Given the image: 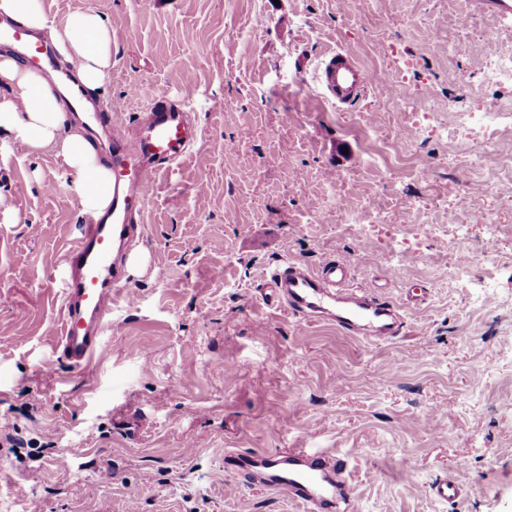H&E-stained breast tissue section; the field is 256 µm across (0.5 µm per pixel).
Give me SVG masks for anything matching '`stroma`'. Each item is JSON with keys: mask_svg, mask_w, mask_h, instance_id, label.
I'll return each instance as SVG.
<instances>
[{"mask_svg": "<svg viewBox=\"0 0 512 512\" xmlns=\"http://www.w3.org/2000/svg\"><path fill=\"white\" fill-rule=\"evenodd\" d=\"M45 6L111 26L101 104L129 119L168 89L195 139L149 191L132 244L145 266L128 273L137 305L115 307L102 350L74 369L55 342L78 204L52 155L0 135V512H128L132 488L139 512H302L224 466L228 451L284 448L343 457L360 512H512V178L499 169L512 126L478 158L448 109L464 94L501 102L456 17L511 49L512 12L481 0ZM332 48L375 76L343 109L313 78ZM477 208L487 223H469ZM287 257L349 258L351 286L398 307L400 336L372 344L267 305L261 286ZM444 477L462 489L451 505L430 492Z\"/></svg>", "mask_w": 512, "mask_h": 512, "instance_id": "35a3bbf8", "label": "stroma"}]
</instances>
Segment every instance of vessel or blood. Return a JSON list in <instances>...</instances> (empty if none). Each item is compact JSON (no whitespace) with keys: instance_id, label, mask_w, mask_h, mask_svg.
Returning <instances> with one entry per match:
<instances>
[{"instance_id":"1","label":"vessel or blood","mask_w":512,"mask_h":512,"mask_svg":"<svg viewBox=\"0 0 512 512\" xmlns=\"http://www.w3.org/2000/svg\"><path fill=\"white\" fill-rule=\"evenodd\" d=\"M0 42L10 43L24 64L45 74L110 156L112 203L105 213L89 219L82 236L62 257L64 309L55 351L58 359L80 368L101 351L116 301H137L124 289L122 247L143 231L151 186L188 155L194 132L183 105L168 92H155L132 125L95 107L77 76L24 29L0 26ZM317 80L329 100L349 106L364 96L373 76L352 54L336 50L323 53ZM351 267L346 258L315 270L283 261L270 273L264 298L307 320L331 312L338 329L373 344L394 340L401 332L396 307L366 289L350 287ZM224 460L248 485L285 493L304 512H337L341 507L358 512V499L343 479L335 454L291 448L279 455L229 452Z\"/></svg>"}]
</instances>
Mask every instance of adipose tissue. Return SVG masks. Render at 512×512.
I'll use <instances>...</instances> for the list:
<instances>
[{
    "mask_svg": "<svg viewBox=\"0 0 512 512\" xmlns=\"http://www.w3.org/2000/svg\"><path fill=\"white\" fill-rule=\"evenodd\" d=\"M0 22L25 28L34 40L50 44L62 64L90 91H99L112 70V30L100 15L86 11L56 20L44 0H0ZM0 132L27 153H53L71 176L82 216L104 212L112 201V172L73 122L64 101L44 76L21 65L9 46H0Z\"/></svg>",
    "mask_w": 512,
    "mask_h": 512,
    "instance_id": "1",
    "label": "adipose tissue"
}]
</instances>
